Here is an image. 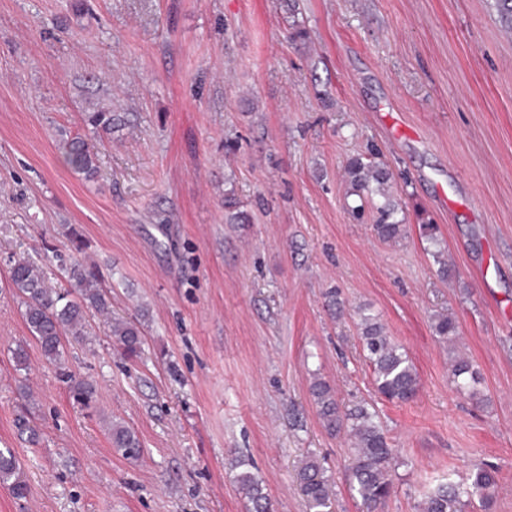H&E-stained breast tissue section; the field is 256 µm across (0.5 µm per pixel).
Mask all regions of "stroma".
I'll return each mask as SVG.
<instances>
[{"instance_id":"stroma-1","label":"stroma","mask_w":512,"mask_h":512,"mask_svg":"<svg viewBox=\"0 0 512 512\" xmlns=\"http://www.w3.org/2000/svg\"><path fill=\"white\" fill-rule=\"evenodd\" d=\"M289 2L0 0V448L28 485L23 499L0 485V512H246L244 468L275 512H306L294 473L310 452L333 512H366L345 435L310 395L317 376L341 404L373 405L398 450L383 512H420L480 461L501 479L490 512H512V34L495 0ZM101 109L126 125L94 133ZM73 136L93 178L64 162ZM373 152L409 224L396 244L350 213L343 167ZM229 189L250 223H229ZM420 213L454 280L438 277ZM56 250L97 266L113 317L140 324L139 358L93 311L60 364L42 356L8 276L28 258L68 287ZM361 308L413 362L412 401L376 393ZM438 312L458 321L477 397L455 389ZM71 377L93 381L94 408ZM114 417L139 460L113 452ZM60 149L65 163L72 171L85 175V178H92L95 175L97 166L94 154L91 153L88 143L82 138L75 137L63 141Z\"/></svg>"}]
</instances>
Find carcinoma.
<instances>
[{
  "label": "carcinoma",
  "instance_id": "1",
  "mask_svg": "<svg viewBox=\"0 0 512 512\" xmlns=\"http://www.w3.org/2000/svg\"><path fill=\"white\" fill-rule=\"evenodd\" d=\"M120 118L105 110L92 112L87 118L96 131L108 132ZM65 163L79 174L91 178L97 172L94 154L82 138L68 139L61 144ZM344 179L349 192L359 198L360 204L351 208L354 218H362L365 208L374 216L373 229L384 242H396L407 233L403 210L393 190V174L381 162L359 156L349 158L344 166ZM224 209L231 212L230 221L246 224L249 216L237 209L233 191L224 193ZM420 238L430 245L439 242L438 227L431 220L417 216ZM70 265L71 289L58 291L47 286L42 267L29 259H19L10 268L9 284L25 306L24 319L41 354L49 362L60 360L63 341L87 335L84 310L91 307L102 314L110 313L109 298L103 290L98 273L78 261ZM357 337L363 357L372 373L378 394L396 403L412 401L419 391V377L408 355L387 335L379 318L371 313L358 312ZM432 329L438 341L452 344L459 335L455 317L439 313L432 318ZM112 336L129 358L140 356L143 340L137 324L130 320L114 319ZM451 373L457 389L474 395L480 384L479 372L472 361L456 357ZM74 398L88 406L94 397L92 385L71 382ZM318 414L326 428L345 431L351 443L349 472L351 486L365 505L367 512H378L393 491L392 448L384 430L376 421L375 410L365 405L343 409L336 399L335 390L322 378L315 377L310 386ZM113 451L125 459L136 460L142 455L140 439L134 430L121 420L109 425ZM295 479L304 497L307 512H328L332 506L333 482L318 456L309 453L297 466ZM248 503V512H272V500L255 474L246 471L235 476ZM0 484L21 499L26 496L27 485L20 476L19 460L11 449H0ZM499 490L498 472L484 465H474L470 483L466 486L452 481L436 485L426 496L421 512H468L483 509Z\"/></svg>",
  "mask_w": 512,
  "mask_h": 512
}]
</instances>
